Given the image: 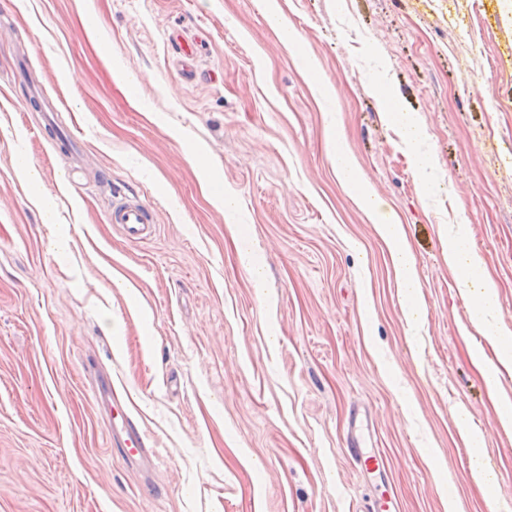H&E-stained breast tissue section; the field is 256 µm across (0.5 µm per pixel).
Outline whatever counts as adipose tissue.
<instances>
[{
    "mask_svg": "<svg viewBox=\"0 0 512 512\" xmlns=\"http://www.w3.org/2000/svg\"><path fill=\"white\" fill-rule=\"evenodd\" d=\"M385 117L389 122L402 128L406 145L412 150V167L420 180L423 192H434L437 183L430 173L431 159L416 149L418 142L424 136L418 118L412 113L403 111L395 102L391 103ZM376 231L390 253L400 291L402 310L409 324H416L423 314L421 285L416 259L406 243L404 226L397 219L387 217L377 222ZM446 237L448 248L445 258L448 269L455 276L457 286L467 301L469 321L472 326L481 331L497 351V367L485 372L487 385L493 389L499 383L501 369L512 368V330L502 323L498 292L488 276L484 261L473 244L467 226L449 225ZM458 429L469 448L471 479L483 490H490L494 485V479L484 463L483 430L465 416L460 417Z\"/></svg>",
    "mask_w": 512,
    "mask_h": 512,
    "instance_id": "adipose-tissue-1",
    "label": "adipose tissue"
}]
</instances>
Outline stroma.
I'll list each match as a JSON object with an SVG mask.
<instances>
[{"mask_svg": "<svg viewBox=\"0 0 512 512\" xmlns=\"http://www.w3.org/2000/svg\"><path fill=\"white\" fill-rule=\"evenodd\" d=\"M175 35L199 41L205 79L184 78ZM32 85L84 144L73 176L27 108ZM387 90L423 127L437 194L383 118ZM339 135L405 227L417 332L375 215L331 167ZM20 158L57 198L55 229ZM117 189L152 208V242L110 224ZM460 223L512 329V0H0V512H364L373 490L346 451L357 407L401 512H512L497 426L512 373L492 391L471 361L496 353L445 260L441 232ZM100 373L151 472L110 447ZM462 408L485 434L491 506Z\"/></svg>", "mask_w": 512, "mask_h": 512, "instance_id": "stroma-1", "label": "stroma"}]
</instances>
